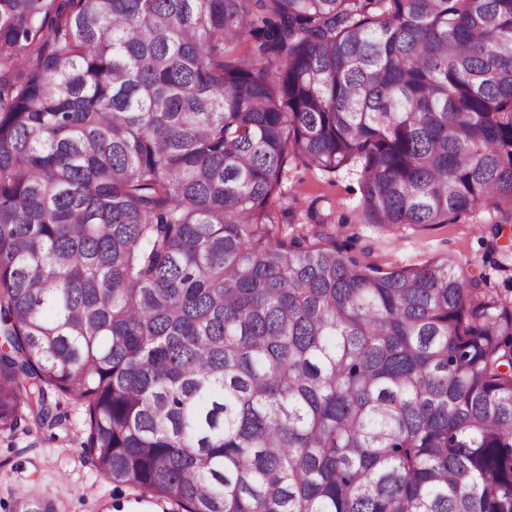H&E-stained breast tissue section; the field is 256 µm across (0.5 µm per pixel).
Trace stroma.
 Masks as SVG:
<instances>
[{"label": "stroma", "mask_w": 512, "mask_h": 512, "mask_svg": "<svg viewBox=\"0 0 512 512\" xmlns=\"http://www.w3.org/2000/svg\"><path fill=\"white\" fill-rule=\"evenodd\" d=\"M284 170L281 189L269 203L280 237L315 231L320 217L319 229L362 262L392 271L447 259L486 274L490 292L512 297V248L493 241L492 208H477L453 224L378 226L365 221L357 170L328 174L292 158ZM59 411L66 417L62 426L0 437V512H15L14 490L20 486L53 503L55 512H163L98 474L80 447L83 410L64 399Z\"/></svg>", "instance_id": "stroma-1"}]
</instances>
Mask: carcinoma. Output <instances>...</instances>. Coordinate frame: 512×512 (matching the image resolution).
<instances>
[{"instance_id": "cac0c4a2", "label": "carcinoma", "mask_w": 512, "mask_h": 512, "mask_svg": "<svg viewBox=\"0 0 512 512\" xmlns=\"http://www.w3.org/2000/svg\"><path fill=\"white\" fill-rule=\"evenodd\" d=\"M290 155L499 237L512 0H0V437L64 396L182 512H512V302L277 236Z\"/></svg>"}]
</instances>
